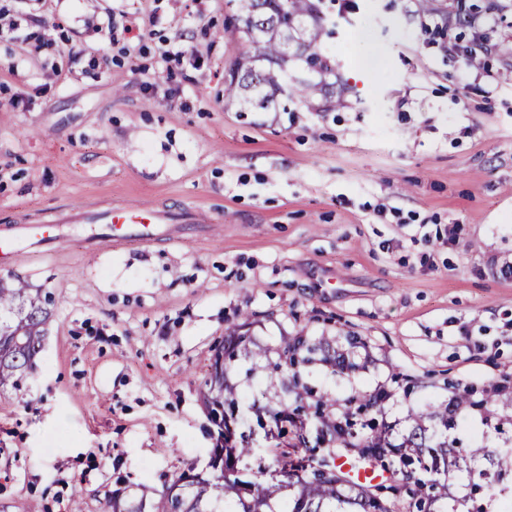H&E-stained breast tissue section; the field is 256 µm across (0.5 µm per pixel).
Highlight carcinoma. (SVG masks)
<instances>
[{
    "instance_id": "1",
    "label": "carcinoma",
    "mask_w": 512,
    "mask_h": 512,
    "mask_svg": "<svg viewBox=\"0 0 512 512\" xmlns=\"http://www.w3.org/2000/svg\"><path fill=\"white\" fill-rule=\"evenodd\" d=\"M230 23L239 35L238 54L224 80V101L243 112H286L297 100L326 112L343 103L336 82L313 72L302 80L289 74L286 56L304 70L325 58L324 38L332 35L327 20L315 16L313 0H234ZM49 300L31 293L26 282L0 280V388L16 386L40 352L52 312ZM249 317L230 325L218 348L224 351V384L205 378L198 395L204 410L230 408L241 430L266 421L288 434L310 417L322 435L345 448H372L371 456L389 459L405 473L417 474L405 492L391 496L381 486L346 477L341 470L325 475L313 465V455L293 459L284 451L275 460L282 473L275 482L248 483L235 474L234 463L253 456L241 438L224 449L206 474L191 469L172 475L152 496L115 493L108 512H438L437 502L448 498L447 463L457 459L456 440L448 438L456 415L470 404L469 394L441 403L428 412L409 411L407 433L397 441L393 428L372 422L357 429L355 417L380 406V396L358 393L341 401L329 391H315L302 377L300 366L321 363L334 372L355 369L348 353L325 337L312 342L297 333L276 345L263 344L250 334ZM244 362L245 378L262 375L258 394L245 402L234 364Z\"/></svg>"
}]
</instances>
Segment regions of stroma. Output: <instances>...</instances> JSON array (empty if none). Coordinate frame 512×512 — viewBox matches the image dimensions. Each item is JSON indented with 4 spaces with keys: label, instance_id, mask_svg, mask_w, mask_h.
<instances>
[{
    "label": "stroma",
    "instance_id": "1",
    "mask_svg": "<svg viewBox=\"0 0 512 512\" xmlns=\"http://www.w3.org/2000/svg\"><path fill=\"white\" fill-rule=\"evenodd\" d=\"M474 2L479 28L436 40L415 0H322L342 107L242 112L228 0H0L47 41L0 40V226L88 216L0 266L53 300L0 392V512H106L119 479L158 489L206 456L198 389L244 315L271 345L358 337L359 371L304 375L340 399L389 391V425L512 384V0ZM130 202L199 221L105 240L94 216ZM457 420L487 446L473 471L512 453L486 411Z\"/></svg>",
    "mask_w": 512,
    "mask_h": 512
}]
</instances>
